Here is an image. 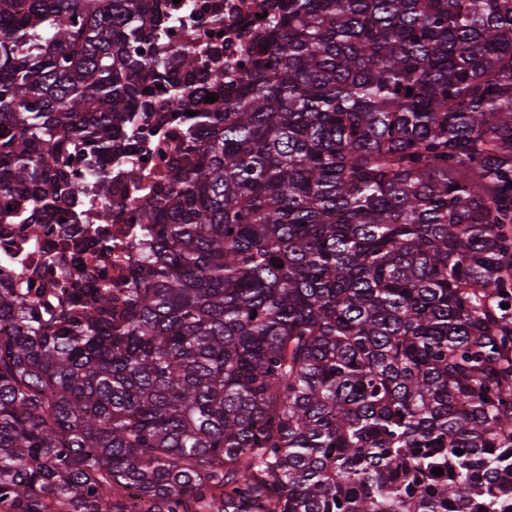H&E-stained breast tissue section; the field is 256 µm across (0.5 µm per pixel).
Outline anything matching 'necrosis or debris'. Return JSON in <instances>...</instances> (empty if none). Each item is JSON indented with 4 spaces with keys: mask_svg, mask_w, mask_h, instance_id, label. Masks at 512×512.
<instances>
[{
    "mask_svg": "<svg viewBox=\"0 0 512 512\" xmlns=\"http://www.w3.org/2000/svg\"><path fill=\"white\" fill-rule=\"evenodd\" d=\"M263 0H143L145 14H159L145 53L163 61L168 81L200 90L213 60L240 62L253 29L262 26ZM144 118L117 140L118 160L71 150L67 166L75 193L41 215L29 197L0 198L9 208L0 220V286L26 292L43 313L81 289L120 283L145 264L155 248L141 215L194 161L196 134L183 115L167 107V94L144 80ZM108 174L105 193L93 191ZM112 221L99 223L103 211Z\"/></svg>",
    "mask_w": 512,
    "mask_h": 512,
    "instance_id": "necrosis-or-debris-1",
    "label": "necrosis or debris"
}]
</instances>
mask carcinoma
Segmentation results:
<instances>
[{
	"mask_svg": "<svg viewBox=\"0 0 512 512\" xmlns=\"http://www.w3.org/2000/svg\"><path fill=\"white\" fill-rule=\"evenodd\" d=\"M138 2L0 0L1 198L130 127ZM267 8L144 272L0 288L10 512H512V0Z\"/></svg>",
	"mask_w": 512,
	"mask_h": 512,
	"instance_id": "1",
	"label": "carcinoma"
}]
</instances>
